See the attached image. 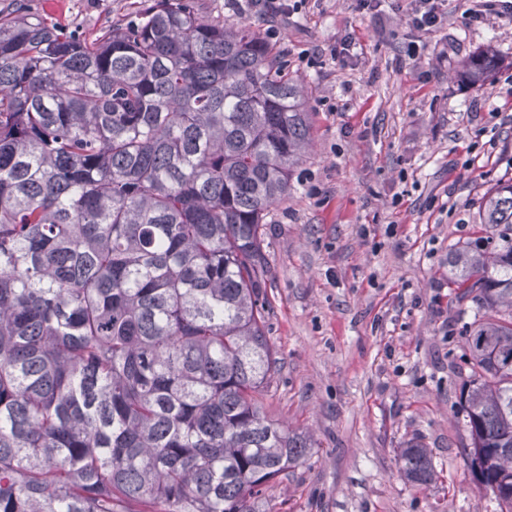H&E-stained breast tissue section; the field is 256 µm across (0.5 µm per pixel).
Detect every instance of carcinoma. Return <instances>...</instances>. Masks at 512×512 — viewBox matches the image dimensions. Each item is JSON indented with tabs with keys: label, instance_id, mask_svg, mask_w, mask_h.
<instances>
[{
	"label": "carcinoma",
	"instance_id": "obj_1",
	"mask_svg": "<svg viewBox=\"0 0 512 512\" xmlns=\"http://www.w3.org/2000/svg\"><path fill=\"white\" fill-rule=\"evenodd\" d=\"M309 133L260 34L199 0L91 39L0 15V512H260L309 457L263 410L262 292V226ZM479 223L448 254L476 305L459 404L471 474L512 512V179ZM399 470L436 476L418 444Z\"/></svg>",
	"mask_w": 512,
	"mask_h": 512
}]
</instances>
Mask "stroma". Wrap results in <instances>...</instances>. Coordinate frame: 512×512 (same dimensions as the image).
I'll return each instance as SVG.
<instances>
[{
    "label": "stroma",
    "mask_w": 512,
    "mask_h": 512,
    "mask_svg": "<svg viewBox=\"0 0 512 512\" xmlns=\"http://www.w3.org/2000/svg\"><path fill=\"white\" fill-rule=\"evenodd\" d=\"M67 30L94 37L134 19L144 0H25ZM225 24L267 31L249 0H204ZM407 24L409 0H308L270 40L303 84L311 144L264 229L270 311L280 360L269 417L316 441L281 476L265 512H499L466 458L459 405L467 378L462 330L471 303L448 287V253L470 241L486 189L512 179V22ZM350 38L348 52L330 47ZM490 51L478 86L462 63ZM428 448L437 478L408 483L398 455Z\"/></svg>",
    "instance_id": "stroma-1"
}]
</instances>
